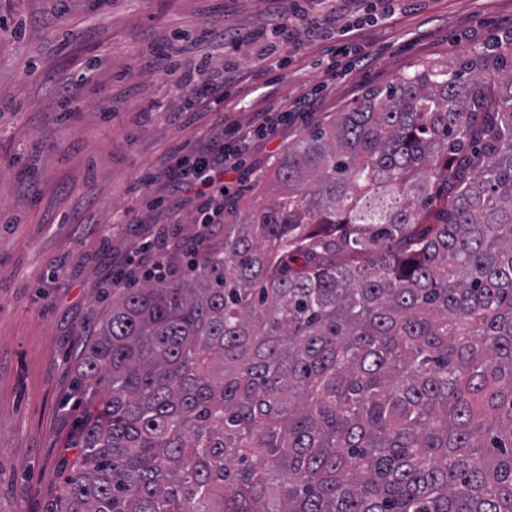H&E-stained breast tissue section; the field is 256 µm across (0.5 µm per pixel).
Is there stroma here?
I'll return each mask as SVG.
<instances>
[{
	"label": "stroma",
	"mask_w": 512,
	"mask_h": 512,
	"mask_svg": "<svg viewBox=\"0 0 512 512\" xmlns=\"http://www.w3.org/2000/svg\"><path fill=\"white\" fill-rule=\"evenodd\" d=\"M321 0H0V512H55L83 409L76 356L111 302L112 279L147 241L175 245L197 201L160 204L174 148L217 116L314 96L308 112L261 142L224 178L248 203L259 175L304 128L424 61L448 59L512 26V0H344L360 53L346 78L324 45L302 38L290 62L251 33ZM223 28L225 42L211 29ZM202 84L235 68L223 109L185 111L170 65ZM70 86L69 95L61 87Z\"/></svg>",
	"instance_id": "obj_1"
}]
</instances>
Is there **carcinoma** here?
Here are the masks:
<instances>
[{
    "instance_id": "carcinoma-1",
    "label": "carcinoma",
    "mask_w": 512,
    "mask_h": 512,
    "mask_svg": "<svg viewBox=\"0 0 512 512\" xmlns=\"http://www.w3.org/2000/svg\"><path fill=\"white\" fill-rule=\"evenodd\" d=\"M112 293L55 512H512V34L289 144Z\"/></svg>"
}]
</instances>
